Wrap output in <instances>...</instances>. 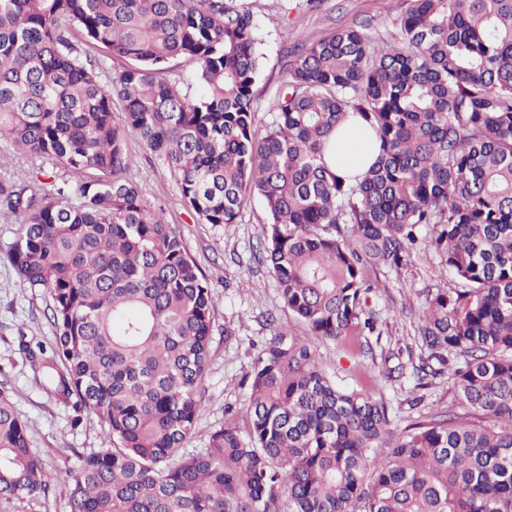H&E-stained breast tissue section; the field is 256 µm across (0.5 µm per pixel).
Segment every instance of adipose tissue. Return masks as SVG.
<instances>
[{"instance_id":"obj_1","label":"adipose tissue","mask_w":512,"mask_h":512,"mask_svg":"<svg viewBox=\"0 0 512 512\" xmlns=\"http://www.w3.org/2000/svg\"><path fill=\"white\" fill-rule=\"evenodd\" d=\"M373 137V131L357 121L338 129L325 151L327 163L345 178L362 176L374 159Z\"/></svg>"}]
</instances>
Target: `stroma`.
Listing matches in <instances>:
<instances>
[{
	"instance_id": "1",
	"label": "stroma",
	"mask_w": 512,
	"mask_h": 512,
	"mask_svg": "<svg viewBox=\"0 0 512 512\" xmlns=\"http://www.w3.org/2000/svg\"><path fill=\"white\" fill-rule=\"evenodd\" d=\"M258 26L263 53L262 69L254 87L255 130L264 135L284 91L283 50L298 39L320 38L347 27L361 29L375 48L399 45L398 18L404 0H246ZM126 149L135 163L130 172L142 195L162 207L170 224L181 232L189 253L208 277L215 296L213 333L202 390L204 408L187 451L206 447L208 435L223 424L226 409L243 410L248 389L243 378L262 346L277 330L303 335L304 329L283 311L275 280L258 261L267 220L258 199L243 207L236 223L213 226L197 223L188 213L174 177L136 136ZM12 215L0 211V389L8 392L19 416L28 423L29 446L53 474L76 473L81 457L104 448L98 418L79 410L75 402L59 399L52 386L37 378L27 350L42 345L51 350L55 329L50 321L46 289L32 288L3 258L16 238ZM439 256L423 251L396 273L372 271L369 295L380 337H369L362 347H346L333 340L318 342L323 363L345 385L369 383L375 396L384 398L395 417L392 435L410 423L430 420L447 411L469 418L459 406L447 375L416 387L413 366L425 353L418 325L431 294L452 288L454 281L437 274ZM0 512H69L68 487L52 483L47 494L23 496L0 504Z\"/></svg>"
}]
</instances>
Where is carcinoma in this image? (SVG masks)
I'll use <instances>...</instances> for the list:
<instances>
[{
  "label": "carcinoma",
  "mask_w": 512,
  "mask_h": 512,
  "mask_svg": "<svg viewBox=\"0 0 512 512\" xmlns=\"http://www.w3.org/2000/svg\"><path fill=\"white\" fill-rule=\"evenodd\" d=\"M406 2L400 47L346 28L286 52L259 138L243 0H0V142L64 171L21 186L0 152V210L19 224L5 259L49 291L54 392L94 413L106 444L70 480V512H512V0ZM77 35L126 65L104 75ZM176 58L197 92L173 76ZM352 117L376 133L354 183L324 159ZM130 133L197 222L234 224L262 200V263L306 330L261 348L248 405L197 453L184 447L214 296L128 177ZM418 246L455 287L423 312L417 385L441 374L433 358L459 404L493 423L450 411L391 439L388 402L337 384L312 340L375 335L368 273L405 268ZM55 479L0 391V503Z\"/></svg>",
  "instance_id": "1"
}]
</instances>
